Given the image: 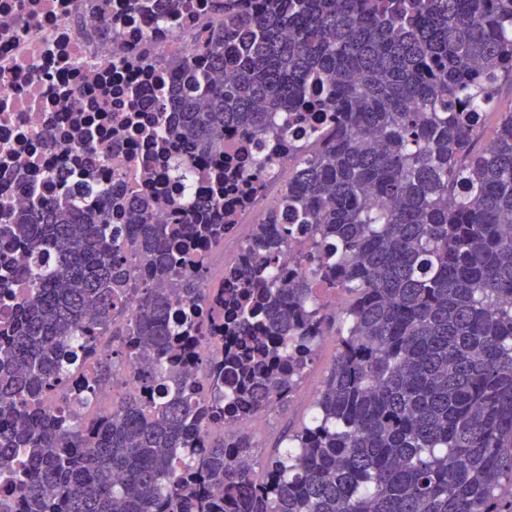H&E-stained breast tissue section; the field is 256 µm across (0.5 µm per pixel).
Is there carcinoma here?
<instances>
[{
  "mask_svg": "<svg viewBox=\"0 0 512 512\" xmlns=\"http://www.w3.org/2000/svg\"><path fill=\"white\" fill-rule=\"evenodd\" d=\"M216 2L224 25L173 72L176 112L156 104L174 174L210 167L206 200L0 207V239L43 263L0 321V512H512V109L481 143L512 84V0ZM309 110L335 127L296 153L231 287L201 293L225 181L256 193L270 164L225 169L224 133H285ZM163 202L175 223L154 222ZM298 229L308 272L287 280ZM20 276L0 261V294ZM331 334L285 446L261 457L224 432L288 402ZM129 356L119 399L74 424ZM306 243L301 234H295L288 242V247L285 248L278 260L277 273L282 277L288 279L294 277L301 272L298 265L300 254L305 250Z\"/></svg>",
  "mask_w": 512,
  "mask_h": 512,
  "instance_id": "carcinoma-1",
  "label": "carcinoma"
}]
</instances>
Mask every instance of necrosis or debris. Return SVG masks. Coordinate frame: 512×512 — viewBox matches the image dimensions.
Here are the masks:
<instances>
[{"label":"necrosis or debris","mask_w":512,"mask_h":512,"mask_svg":"<svg viewBox=\"0 0 512 512\" xmlns=\"http://www.w3.org/2000/svg\"><path fill=\"white\" fill-rule=\"evenodd\" d=\"M223 23L212 0H0V201L25 209L36 196L87 198L76 178L82 170L115 194L164 185L175 197L205 199L200 179L170 178L172 153L159 147L153 104L171 90L169 62L193 56ZM325 124L321 114L284 137L225 135V157L246 148L270 158L274 172L237 206L223 248L205 254L210 287H222L223 270L242 258L247 227L277 205L290 151ZM78 138L94 152L74 150Z\"/></svg>","instance_id":"4bbe7bcc"}]
</instances>
